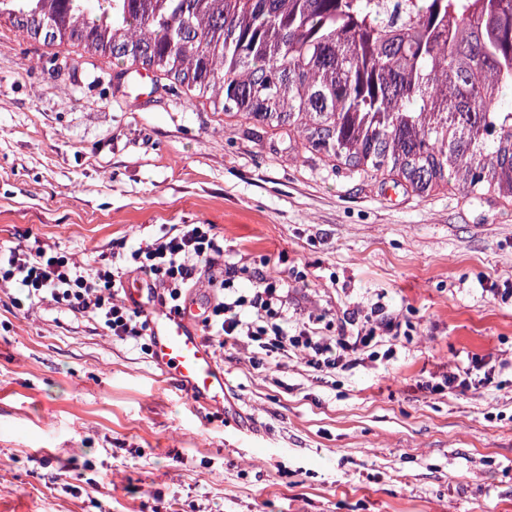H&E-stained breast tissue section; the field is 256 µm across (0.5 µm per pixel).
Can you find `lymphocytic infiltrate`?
I'll return each mask as SVG.
<instances>
[{
  "mask_svg": "<svg viewBox=\"0 0 512 512\" xmlns=\"http://www.w3.org/2000/svg\"><path fill=\"white\" fill-rule=\"evenodd\" d=\"M236 270L224 261V240L210 224H173L142 240L136 248L99 255L94 263L76 261L38 237L26 236L7 255L0 256V286L17 289L13 303L23 309L45 301L101 325L109 335L139 339L148 322L139 309L126 304L127 279L150 281L161 305L179 313L194 290L203 286L220 291L203 321L212 346L221 348L247 340L265 356L302 355L315 370L342 366L349 354L364 350L395 329L380 320L356 332L329 338L303 324H290L285 312L288 283L279 276L258 277L249 293L234 289Z\"/></svg>",
  "mask_w": 512,
  "mask_h": 512,
  "instance_id": "1",
  "label": "lymphocytic infiltrate"
}]
</instances>
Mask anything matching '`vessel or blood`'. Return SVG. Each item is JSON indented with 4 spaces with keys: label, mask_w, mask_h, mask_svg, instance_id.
Here are the masks:
<instances>
[{
    "label": "vessel or blood",
    "mask_w": 512,
    "mask_h": 512,
    "mask_svg": "<svg viewBox=\"0 0 512 512\" xmlns=\"http://www.w3.org/2000/svg\"><path fill=\"white\" fill-rule=\"evenodd\" d=\"M126 299L148 317L151 358L163 374L173 376L198 401H219L224 372L201 332L205 304L192 302L181 313H171L145 281L128 285Z\"/></svg>",
    "instance_id": "b4317fda"
}]
</instances>
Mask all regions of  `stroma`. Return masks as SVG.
<instances>
[{
	"label": "stroma",
	"instance_id": "obj_1",
	"mask_svg": "<svg viewBox=\"0 0 512 512\" xmlns=\"http://www.w3.org/2000/svg\"><path fill=\"white\" fill-rule=\"evenodd\" d=\"M118 68L0 25V251L30 233L90 261L212 224L237 287L280 274L320 336L380 303L398 336L328 372L225 348L218 406L133 342L0 288V512H512V201L274 151L151 80L116 86ZM475 357L492 384L449 392Z\"/></svg>",
	"mask_w": 512,
	"mask_h": 512
}]
</instances>
